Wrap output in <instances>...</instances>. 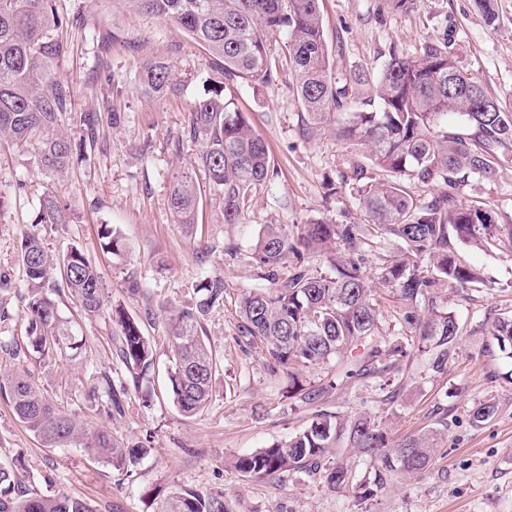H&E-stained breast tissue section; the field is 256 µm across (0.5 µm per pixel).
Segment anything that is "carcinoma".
<instances>
[{
	"label": "carcinoma",
	"instance_id": "carcinoma-1",
	"mask_svg": "<svg viewBox=\"0 0 512 512\" xmlns=\"http://www.w3.org/2000/svg\"><path fill=\"white\" fill-rule=\"evenodd\" d=\"M136 10L181 26L211 60L213 74L205 97L195 103L183 137L201 141L195 164L177 172L169 186L175 222L193 230L203 193L222 205L224 223L239 224L258 190L271 180L268 147L236 101L238 85H273L280 66L267 40L284 37L288 70L301 107L302 129L312 134L333 128L351 148L352 181L364 223L336 224L311 219L294 230L266 224L249 254L257 279L266 282L241 294L237 328L245 344L261 346L267 370L288 374V397L315 408L300 430L264 448L242 453L232 464L245 478L285 479L290 474L319 476L333 489L354 488L368 504L396 477L427 470L437 452V436L453 423L446 407L437 408L440 431L396 439L385 422L367 412L342 414L323 408L326 397L352 380L374 390L385 405L395 403L404 386L402 361L412 351L430 353L427 371L448 373L462 325L448 310L447 291H480L481 270L463 262L456 245L489 250L512 248V224H496L483 205H464L457 190L472 179H491L499 154L512 149V107L489 95L448 51L447 36H435L409 57L392 47L373 75V93L356 102V74L335 75L325 41L319 0H129ZM70 23L55 0H0V141L38 142L37 164L46 178H61L74 161L94 149L98 115L82 112L77 135L64 131L72 113V92L56 65L67 45L52 37ZM170 69L160 62L144 67L139 85L148 93L169 87ZM205 175L200 185L196 170ZM435 183L438 192L422 201L412 184ZM33 223L55 229L74 223V212L54 193L39 200ZM104 248L114 256L125 249L112 224L101 227ZM377 245L378 262L368 263L360 244ZM395 242L399 254H383ZM332 267L326 274L315 259ZM19 258L25 287L26 341L0 342L17 358L81 355L83 339L58 315V299L70 298L84 317L100 315L101 276L83 251L72 246L52 252L37 234H25ZM397 294L403 304L406 336L383 328L374 302L376 287ZM224 277L205 276L195 303L170 314L167 378L179 413L192 417L213 400L219 358L207 344V321L224 305ZM116 326V354L128 378L116 383L105 369L91 373L88 397L112 418L125 411L129 387L155 372L157 358L144 323L154 312L135 318L122 306L109 313ZM486 352L512 360V316L492 323ZM335 360L336 379L306 382L301 370ZM0 394L13 405L20 423L46 448L71 445L123 469L148 449L119 448L111 436L84 434L74 419L55 411L43 391L26 377L0 380ZM498 412L490 399L470 409L480 427ZM352 448L371 470L360 475L355 463L336 458ZM22 455L0 465V512H94L88 502L51 490L37 491L20 479ZM160 512H228L222 492L188 488L162 502Z\"/></svg>",
	"mask_w": 512,
	"mask_h": 512
}]
</instances>
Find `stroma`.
<instances>
[{
  "label": "stroma",
  "instance_id": "1",
  "mask_svg": "<svg viewBox=\"0 0 512 512\" xmlns=\"http://www.w3.org/2000/svg\"><path fill=\"white\" fill-rule=\"evenodd\" d=\"M72 26L59 36L70 47L58 72L73 90L79 112L116 111L119 126L99 125V139L88 159L74 163L64 180L40 174L34 145L0 142V195L9 202L0 216V274L16 290L0 322V336L24 340L26 318L17 245L22 233L39 231L51 251L80 247L96 265L105 302L120 304L134 316L153 310L148 326L158 357L155 375L127 399L123 417L106 418L86 397L92 370L109 369L121 380L125 368L116 356L108 315L81 318L69 301L58 305L62 318L77 323L85 345L81 356L44 363L19 362L0 352V378L30 373L48 398L86 431H110L124 445H145L134 466L116 469L79 447L46 448L17 420L0 396V463L23 455L29 481L91 502L96 512H157L162 501L182 488L222 491L230 512H361L350 489H331L322 480L294 474L285 481L242 477L230 464L239 453L263 447L306 424L311 407L284 396V376H273L259 350L247 347L237 330L234 301L258 282L247 256L263 225L303 224L313 218L336 223L359 219L353 190L325 198V184L346 174L348 149L332 133L304 135L300 107L288 72L278 84L254 90L240 87L237 103L266 142L274 176L258 191L246 220L225 223L214 200H205L196 236L174 224L168 207L170 181L194 161L200 143L181 133L194 104L204 97L209 59L176 23L132 11L126 0H56ZM323 28L337 70L375 72L391 47L415 55L430 36L447 35L459 65L476 76L488 93L512 104V0H497L498 18L487 24L475 0H420L409 14L392 13L384 0H320ZM160 60L171 70L163 94H143L142 68ZM54 191L70 203L75 223L57 230L34 228L39 200ZM458 199L481 202L499 223L512 222V151L501 156L490 180H472ZM117 226L126 243L123 256L103 250L102 225ZM235 247L236 256L226 253ZM461 260L480 267L489 288L451 294L448 307L469 329L459 341L448 373L433 377L426 357L412 353L398 403H379L374 391L349 383L330 394L326 406L345 413L362 411L384 418L395 437L436 429L435 409L446 406L456 421L433 464L414 479L390 482L370 512H512V383L507 364L485 353L492 321L512 313V251H476L458 246ZM224 277L227 298L207 322L209 342L220 357L213 379V401L193 417L172 402L166 375L168 339L163 306L192 303L204 275ZM137 277L146 294L132 297L128 277ZM491 399L498 413L475 427L474 402Z\"/></svg>",
  "mask_w": 512,
  "mask_h": 512
}]
</instances>
